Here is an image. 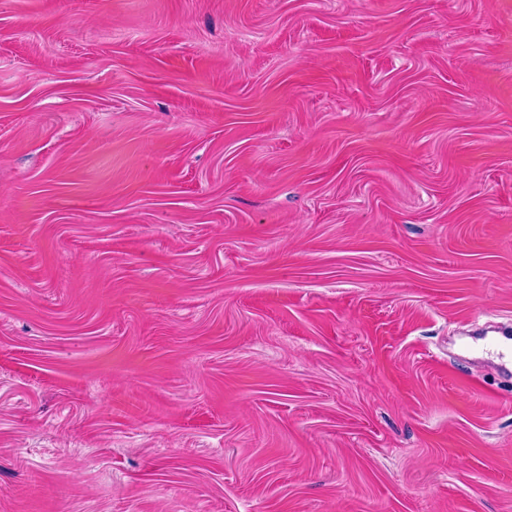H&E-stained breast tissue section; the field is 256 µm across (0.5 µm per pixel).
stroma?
Listing matches in <instances>:
<instances>
[{"instance_id": "1", "label": "stroma", "mask_w": 512, "mask_h": 512, "mask_svg": "<svg viewBox=\"0 0 512 512\" xmlns=\"http://www.w3.org/2000/svg\"><path fill=\"white\" fill-rule=\"evenodd\" d=\"M512 0H0V512H512Z\"/></svg>"}]
</instances>
